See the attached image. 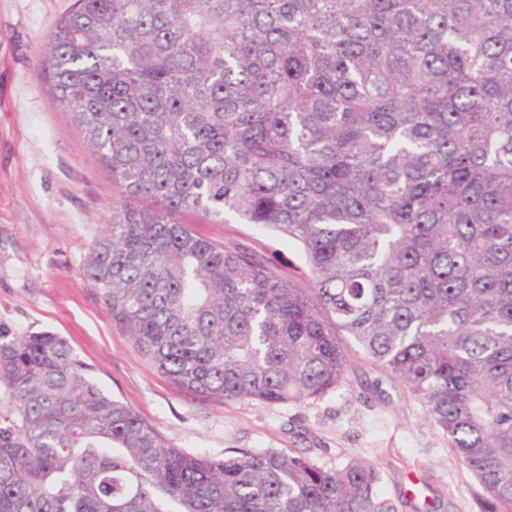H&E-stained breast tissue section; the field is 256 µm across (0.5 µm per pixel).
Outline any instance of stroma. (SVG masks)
Returning <instances> with one entry per match:
<instances>
[{
	"label": "stroma",
	"mask_w": 512,
	"mask_h": 512,
	"mask_svg": "<svg viewBox=\"0 0 512 512\" xmlns=\"http://www.w3.org/2000/svg\"><path fill=\"white\" fill-rule=\"evenodd\" d=\"M74 2L0 0V327L64 337L104 391L186 453L276 448L327 467L362 460L378 468L381 494L402 502V512H477L476 480L446 436L361 353L351 352L346 382L321 397L222 403L180 390L113 320L85 263L128 200L40 66L52 25ZM176 219L210 241L251 247L284 278L310 284L301 248L269 228L195 210Z\"/></svg>",
	"instance_id": "obj_1"
}]
</instances>
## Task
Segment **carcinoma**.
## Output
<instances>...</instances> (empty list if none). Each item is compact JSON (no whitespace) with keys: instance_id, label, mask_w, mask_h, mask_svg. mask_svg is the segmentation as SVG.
I'll list each match as a JSON object with an SVG mask.
<instances>
[{"instance_id":"carcinoma-1","label":"carcinoma","mask_w":512,"mask_h":512,"mask_svg":"<svg viewBox=\"0 0 512 512\" xmlns=\"http://www.w3.org/2000/svg\"><path fill=\"white\" fill-rule=\"evenodd\" d=\"M126 207L87 276L184 392L302 402L348 346L420 400L512 512V0H76L45 56ZM302 248L310 287L195 235ZM63 337L0 329V512H399L366 461L191 455ZM198 236L217 243L237 242L263 254L284 278L299 286L309 287V271L298 245L289 243L279 233L258 224H240L229 220L220 223L201 211L186 210L174 217Z\"/></svg>"}]
</instances>
